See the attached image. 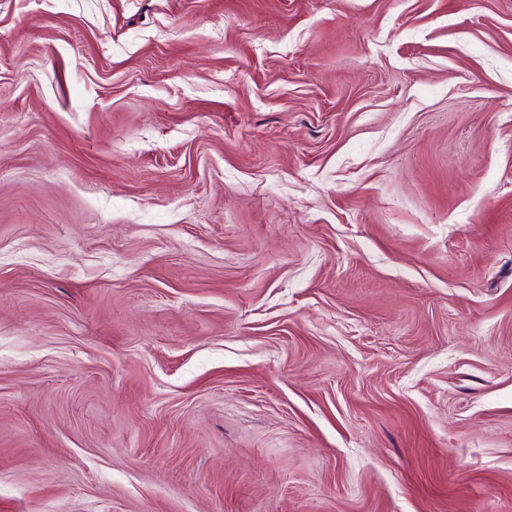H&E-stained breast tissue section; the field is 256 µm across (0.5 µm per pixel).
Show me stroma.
<instances>
[{"instance_id": "stroma-1", "label": "stroma", "mask_w": 512, "mask_h": 512, "mask_svg": "<svg viewBox=\"0 0 512 512\" xmlns=\"http://www.w3.org/2000/svg\"><path fill=\"white\" fill-rule=\"evenodd\" d=\"M0 512H512V0H0Z\"/></svg>"}]
</instances>
